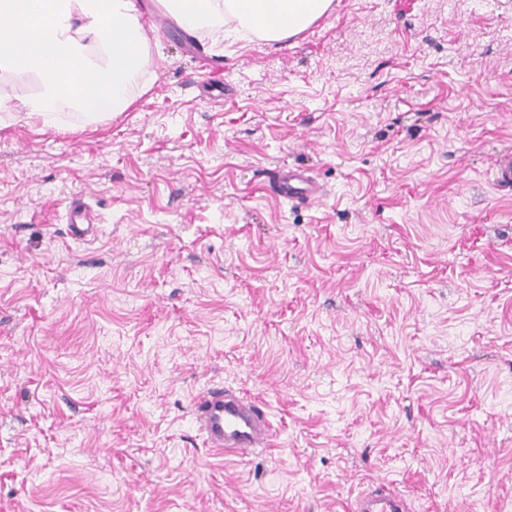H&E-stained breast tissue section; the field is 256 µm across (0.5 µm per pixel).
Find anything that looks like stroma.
<instances>
[{
	"instance_id": "stroma-1",
	"label": "stroma",
	"mask_w": 512,
	"mask_h": 512,
	"mask_svg": "<svg viewBox=\"0 0 512 512\" xmlns=\"http://www.w3.org/2000/svg\"><path fill=\"white\" fill-rule=\"evenodd\" d=\"M209 50L220 99L171 20L127 111H0V512H350L379 482L512 512V0H334ZM279 165L326 196L276 200ZM209 384L274 447L206 448ZM68 234L75 241L90 242L95 240L100 232L98 222L89 204L81 198L72 199L66 209Z\"/></svg>"
}]
</instances>
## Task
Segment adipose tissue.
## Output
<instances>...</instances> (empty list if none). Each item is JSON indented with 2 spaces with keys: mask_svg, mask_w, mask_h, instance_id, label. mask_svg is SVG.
<instances>
[{
  "mask_svg": "<svg viewBox=\"0 0 512 512\" xmlns=\"http://www.w3.org/2000/svg\"><path fill=\"white\" fill-rule=\"evenodd\" d=\"M190 32L228 27L230 34L280 42L332 11L334 0H163ZM140 0H0V71L39 80L22 102L51 117L69 107L89 117L123 112L148 62Z\"/></svg>",
  "mask_w": 512,
  "mask_h": 512,
  "instance_id": "ef3b65f1",
  "label": "adipose tissue"
}]
</instances>
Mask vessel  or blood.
<instances>
[{
	"label": "vessel or blood",
	"instance_id": "b4317fda",
	"mask_svg": "<svg viewBox=\"0 0 512 512\" xmlns=\"http://www.w3.org/2000/svg\"><path fill=\"white\" fill-rule=\"evenodd\" d=\"M268 182L274 196L291 202L310 204L325 194L322 186L299 169H271ZM65 219L73 240L90 242L98 237L97 220L82 199H72ZM192 415L206 445L220 454L245 456L273 441L263 406L221 387L205 388L194 401ZM352 512H409V504L403 494L381 485L356 498Z\"/></svg>",
	"mask_w": 512,
	"mask_h": 512
}]
</instances>
